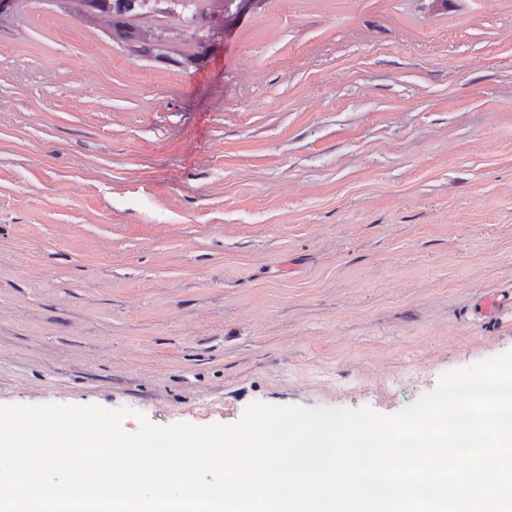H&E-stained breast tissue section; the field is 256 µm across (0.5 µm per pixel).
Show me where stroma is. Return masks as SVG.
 <instances>
[{
  "instance_id": "1",
  "label": "stroma",
  "mask_w": 512,
  "mask_h": 512,
  "mask_svg": "<svg viewBox=\"0 0 512 512\" xmlns=\"http://www.w3.org/2000/svg\"><path fill=\"white\" fill-rule=\"evenodd\" d=\"M512 0H254L186 69L0 15V405L393 415L512 350Z\"/></svg>"
}]
</instances>
